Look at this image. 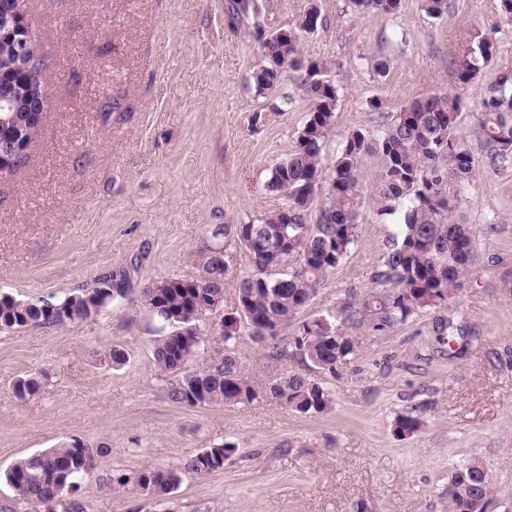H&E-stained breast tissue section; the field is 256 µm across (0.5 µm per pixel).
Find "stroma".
<instances>
[{"label": "stroma", "instance_id": "1", "mask_svg": "<svg viewBox=\"0 0 512 512\" xmlns=\"http://www.w3.org/2000/svg\"><path fill=\"white\" fill-rule=\"evenodd\" d=\"M302 54L330 59L342 89L324 160L349 132L373 125L377 99L392 115L453 90L449 65L473 28L498 54L477 82L460 130L479 160L462 212L477 262L448 304L460 333L439 340L437 313L361 349L328 379L331 410L303 415L272 399L248 406L170 401L153 358L158 336L141 290L199 276L215 226L257 221L285 204L267 182L308 118L296 79L257 93L261 62L252 22L228 27L227 0H24L47 65L50 104L25 162L0 176V294L58 302L126 274L130 291L93 320L0 331V504L34 512L3 478L17 460L73 438L109 453L84 475V512H448L452 469L489 470L487 512H512V157L489 163L475 112L501 73H512V24L499 0H449L433 19L422 0L393 15L357 14L351 0H318ZM390 61L377 76L370 61ZM292 102L282 105L281 93ZM394 227L363 208L359 240L307 309L320 314L374 283ZM119 349L125 364L113 365ZM237 355L256 380L303 370L266 358L242 338ZM41 379L18 399L22 378ZM423 408L415 434L398 416ZM234 443L223 470L186 476L167 503L108 480L183 463L212 442Z\"/></svg>", "mask_w": 512, "mask_h": 512}]
</instances>
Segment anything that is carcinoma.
Returning a JSON list of instances; mask_svg holds the SVG:
<instances>
[{
    "label": "carcinoma",
    "mask_w": 512,
    "mask_h": 512,
    "mask_svg": "<svg viewBox=\"0 0 512 512\" xmlns=\"http://www.w3.org/2000/svg\"><path fill=\"white\" fill-rule=\"evenodd\" d=\"M401 0H352L360 14H395ZM256 0H228V24L254 20L262 64L251 75L257 92L279 89L298 73V88L308 102V119L295 150L274 166L268 189L284 196L288 205L267 214L258 223L226 224L212 232L216 239L202 273L192 279L168 277L141 291L148 313L164 335L154 345V359L166 377L168 397L188 406L249 405L273 399L302 414H320L332 408L333 397L322 380L291 371L262 383L248 375L236 355L247 335L274 359L293 355L305 367L336 376L360 350L361 328L369 335H384L421 311H446L476 263L474 231L463 223L460 207L476 177L479 161L460 132L466 101L459 93L434 94L415 99L388 117L383 103L369 101L379 114L375 125L354 130L336 151L331 171L323 175V151L336 122L340 87L329 77L330 64L302 56L303 34L316 29L320 12L309 4L294 29L265 34ZM497 45L480 30L471 31L451 62L456 86L468 87L496 57ZM33 63L26 71L12 68L13 60L0 59V94L11 83L43 87L39 75L46 65L38 45L29 44ZM478 126L494 163L512 156V75L503 74L479 102ZM29 121L14 134L0 139V153L16 168L25 157L30 137L37 134ZM366 155L379 160L376 178L366 186L360 165ZM327 192L311 218L321 177ZM377 216L393 224L396 234L375 276V286L362 298L346 301L334 310L298 315L316 297L327 278L347 258L359 238V216L364 202ZM234 234L251 265L238 284L233 308L224 312V328L211 332L205 317L213 316V299L224 300L222 236ZM128 294L127 276L99 278L60 302L44 299L22 302L0 295V330L30 325L63 326L101 314L113 301ZM224 344V354L192 368V358L212 340ZM34 377L19 380L18 398L35 394ZM422 412L399 416L394 434L405 437L421 427ZM108 448L72 441L18 460L5 474L17 496L44 512H83L76 494L79 480L96 467ZM235 446L216 441L170 468L146 467L132 476L109 478L113 485L164 497L187 475L203 476L224 469ZM490 476L478 461H469L448 479L450 512H463L472 500H488Z\"/></svg>",
    "instance_id": "carcinoma-1"
}]
</instances>
